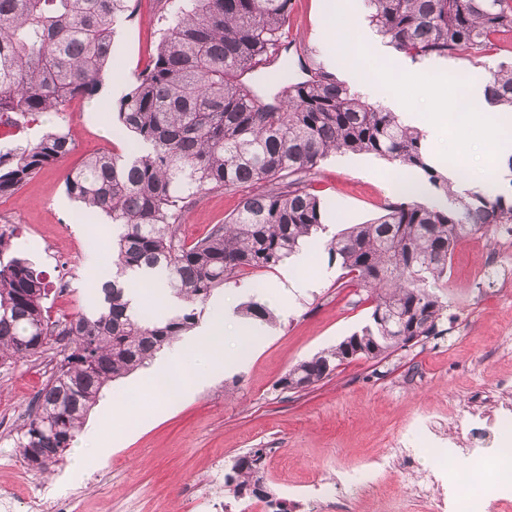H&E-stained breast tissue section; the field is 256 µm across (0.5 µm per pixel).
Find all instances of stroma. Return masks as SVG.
Masks as SVG:
<instances>
[{
  "label": "stroma",
  "mask_w": 512,
  "mask_h": 512,
  "mask_svg": "<svg viewBox=\"0 0 512 512\" xmlns=\"http://www.w3.org/2000/svg\"><path fill=\"white\" fill-rule=\"evenodd\" d=\"M157 0H138L135 14L117 28L112 46V76L131 85L156 47L163 23ZM362 0H353L340 19L326 15L321 0H291L290 37L297 48L280 64L254 77L274 90L285 73H297V55L306 53L329 65L336 77L363 69L372 76L362 92L379 103L402 94L417 107L414 123L427 129L426 91L408 87L405 75L416 64L378 37L356 41L366 25ZM352 40L350 60L332 56L327 44L332 33ZM512 58V34L496 35L480 59L460 53L430 59L424 74L429 85L444 87L449 99L468 93L472 82L486 80L489 67ZM114 98L73 99L68 107L73 154L43 169L19 193L0 197V226L14 231L13 248L46 273L56 295L51 316L76 311L105 270L117 227L102 216H89L65 191L67 171L98 151L125 143L112 133ZM452 155L438 153L434 142L427 152L439 167L454 159L466 170L486 179L499 155L512 154V131L495 141L469 146L454 133ZM399 170L388 160L365 154L337 153L324 160L316 187L327 211H339L341 220L328 225L323 239L340 228L363 224L395 201ZM239 193L210 192L197 197L181 226V238L191 243L223 223L237 208ZM499 252L496 285L480 288L472 271L487 257L489 247ZM312 273L321 285L276 310L277 320L255 356L241 369L219 374L177 403H159L149 388L139 385L138 373L119 379L105 398L126 403L128 432L113 440L110 427L98 432V445L110 449L106 467L82 468L76 463L83 436H76L62 461L49 472L28 471L22 486L34 495L43 483L57 494H81L85 512H199L184 494L188 481L211 491L214 501L225 498L221 476L233 459L253 448L267 449L265 470L288 512H434L429 500L411 495L404 462L380 468L376 458L390 448L397 435L408 432L418 416L448 418L478 396L491 392L495 379L512 375V243H494L488 236L461 238L454 251L444 288L437 294L446 310L440 333L397 349L383 360H353L336 368L308 389L284 391L276 383L300 361L335 346L365 326L372 304L365 292L337 284L340 270L327 251L313 260ZM280 276L279 269L241 276L216 289L211 301L235 295L236 315L251 301H264L263 289ZM63 357L53 345L40 357L0 365V484L12 482L17 431L33 398ZM372 470V484L345 483L336 501L309 503L312 478L332 479L345 472Z\"/></svg>",
  "instance_id": "obj_1"
}]
</instances>
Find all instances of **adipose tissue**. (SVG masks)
Here are the masks:
<instances>
[{
  "label": "adipose tissue",
  "instance_id": "obj_1",
  "mask_svg": "<svg viewBox=\"0 0 512 512\" xmlns=\"http://www.w3.org/2000/svg\"><path fill=\"white\" fill-rule=\"evenodd\" d=\"M431 126L439 136L446 130L462 126L471 136L486 140L512 128V113L496 112L487 119L482 113L475 112L466 123L456 102L439 98L434 102ZM318 249V242L313 241L288 258L282 271L283 285H270L265 289L273 303H284L291 292L314 288V281L299 278L298 272L311 264ZM126 278L132 283L128 290L132 307L157 313H169L179 308V300L165 292L163 281L157 280L147 286L140 283V275L136 272L127 273ZM228 324L235 327V341L229 351L224 348V327ZM260 334L259 328L237 323L232 298H224L214 305L198 336L179 341L175 357H156L144 369L142 379L159 400H177L218 369L230 371L244 366L255 351Z\"/></svg>",
  "mask_w": 512,
  "mask_h": 512
}]
</instances>
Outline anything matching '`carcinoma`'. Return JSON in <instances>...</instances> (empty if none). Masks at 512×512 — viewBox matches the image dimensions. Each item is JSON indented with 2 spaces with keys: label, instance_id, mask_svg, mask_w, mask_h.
Segmentation results:
<instances>
[{
  "label": "carcinoma",
  "instance_id": "carcinoma-1",
  "mask_svg": "<svg viewBox=\"0 0 512 512\" xmlns=\"http://www.w3.org/2000/svg\"><path fill=\"white\" fill-rule=\"evenodd\" d=\"M166 25L149 67L112 113L133 149L85 158L65 177L66 193L119 233L116 276L101 277L96 303L52 319L45 274L11 251L0 228V365L27 361L68 338L56 371L38 392L16 440L25 465L57 464L110 383L147 367L199 320L198 306L227 282L271 269L325 231L314 187L330 154H370L420 171L448 196V177L428 159L424 134L401 114L369 101L319 65L301 63L303 79L285 80L272 100L241 76L288 51L291 0H160ZM370 26L414 62L456 52L478 56L495 33L512 31V0H366ZM134 0H0V116L26 129L52 112L59 121L38 138L0 148V196L15 195L40 170L70 155L64 112L91 100L112 72L117 25ZM485 102L512 112V60L488 71ZM247 190L236 211L187 245L179 224L206 191ZM512 224V194L479 188L441 207L400 192L377 218L327 243L341 277L367 293L373 309L361 330L303 360L282 390H305L345 361L377 359L437 334L445 306L432 291L448 276L458 240ZM164 274L182 301L165 319L125 299L128 271ZM246 316L275 320L260 303ZM264 450L236 457L224 473L234 502L255 500L288 512L267 482Z\"/></svg>",
  "mask_w": 512,
  "mask_h": 512
}]
</instances>
